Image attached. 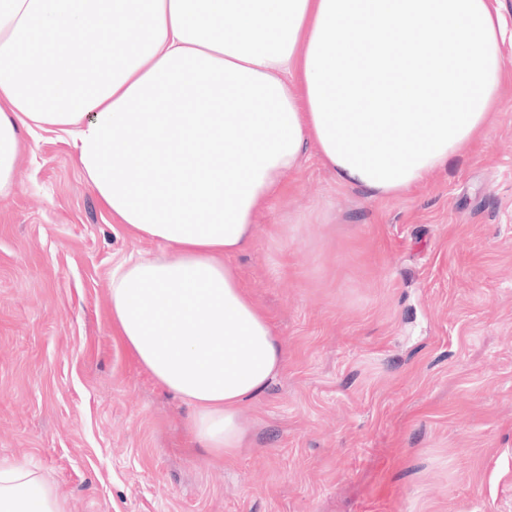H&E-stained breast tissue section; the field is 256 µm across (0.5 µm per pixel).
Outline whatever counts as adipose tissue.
Wrapping results in <instances>:
<instances>
[{"label":"adipose tissue","mask_w":512,"mask_h":512,"mask_svg":"<svg viewBox=\"0 0 512 512\" xmlns=\"http://www.w3.org/2000/svg\"><path fill=\"white\" fill-rule=\"evenodd\" d=\"M98 32L83 39L85 28ZM499 0H0V196L22 131L68 134L134 238L112 333L231 458L282 368L232 259L308 152L375 195L410 191L485 133L507 75ZM0 512H68L0 462Z\"/></svg>","instance_id":"ef3b65f1"}]
</instances>
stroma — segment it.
I'll use <instances>...</instances> for the list:
<instances>
[{
  "mask_svg": "<svg viewBox=\"0 0 512 512\" xmlns=\"http://www.w3.org/2000/svg\"><path fill=\"white\" fill-rule=\"evenodd\" d=\"M487 140L373 195L315 154L233 258L284 368L218 461L112 338L127 235L66 135H25L0 198V460L70 512H512V77Z\"/></svg>",
  "mask_w": 512,
  "mask_h": 512,
  "instance_id": "obj_1",
  "label": "stroma"
}]
</instances>
